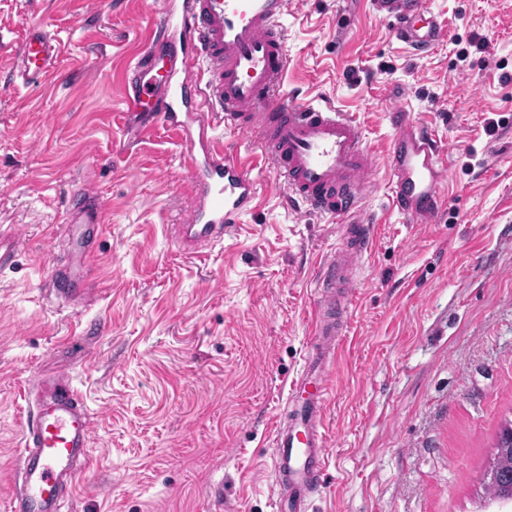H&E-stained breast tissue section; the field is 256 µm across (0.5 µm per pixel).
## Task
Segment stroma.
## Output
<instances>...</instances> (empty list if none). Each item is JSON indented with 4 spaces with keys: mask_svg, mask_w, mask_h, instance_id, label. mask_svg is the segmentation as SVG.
Here are the masks:
<instances>
[{
    "mask_svg": "<svg viewBox=\"0 0 512 512\" xmlns=\"http://www.w3.org/2000/svg\"><path fill=\"white\" fill-rule=\"evenodd\" d=\"M447 28L407 47L370 0H291L286 89L362 128L377 228L326 416L317 512H497L483 473L512 420V0H428ZM155 0H0V512L35 374L68 373L96 419L69 512H274L270 433L310 346L315 278L345 225L288 203L270 170L223 243L184 249L197 203L173 132L129 140L123 83ZM54 32L53 76L13 82L28 27ZM111 65L99 70L101 57ZM428 127L446 165L433 223L390 202V114ZM93 185L107 232L84 280L50 295L57 226Z\"/></svg>",
    "mask_w": 512,
    "mask_h": 512,
    "instance_id": "obj_1",
    "label": "stroma"
}]
</instances>
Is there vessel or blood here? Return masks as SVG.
<instances>
[{"label":"vessel or blood","mask_w":512,"mask_h":512,"mask_svg":"<svg viewBox=\"0 0 512 512\" xmlns=\"http://www.w3.org/2000/svg\"><path fill=\"white\" fill-rule=\"evenodd\" d=\"M290 0H159L142 50L129 67L124 87L127 119L136 129L159 125L181 133L185 166L200 196L183 224L190 243L223 241L241 215L256 207L255 162L267 164L288 200L325 217H343L345 247L319 268L313 344L299 378L292 381L274 424L271 492L276 512H313L330 453L324 426L329 382L339 349L334 311L336 291L353 289L374 240L375 226L361 213L371 185V158L361 127L346 113L320 104H298L284 91L288 75L282 21ZM389 18L396 35L424 51L445 36L426 0H371ZM60 55L51 31L28 29L15 55L13 81L49 77ZM169 74L148 81L155 61ZM395 136L387 153L391 204L409 223L428 224L441 200L444 168L440 149L424 126L406 113L392 115ZM259 132L249 152L224 147L220 127ZM85 207L68 216L63 230L75 261L55 273L56 297L76 301L88 294L76 272L88 261L84 225H102L104 209L93 186L81 188ZM38 395L23 428L17 489L7 512H64L77 475L89 467L95 422L68 374L53 382L35 375Z\"/></svg>","instance_id":"1"}]
</instances>
